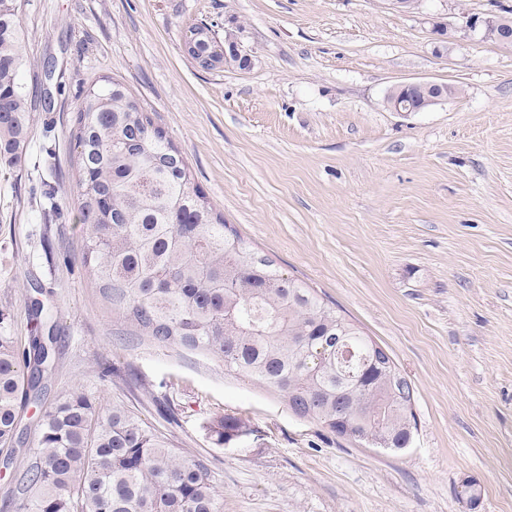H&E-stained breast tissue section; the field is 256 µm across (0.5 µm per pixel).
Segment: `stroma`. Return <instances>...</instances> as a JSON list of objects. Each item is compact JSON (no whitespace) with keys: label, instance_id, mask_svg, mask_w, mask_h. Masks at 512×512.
<instances>
[{"label":"stroma","instance_id":"stroma-1","mask_svg":"<svg viewBox=\"0 0 512 512\" xmlns=\"http://www.w3.org/2000/svg\"><path fill=\"white\" fill-rule=\"evenodd\" d=\"M503 8L512 0H419L409 13L390 0H21V84L41 101L20 162L0 161V312L24 340L41 300L58 336L43 403L21 412L27 440L79 384L204 460L223 512H512V46L466 26ZM198 22L236 34L253 66L198 68L181 47ZM108 77L156 112L251 251L389 352L415 390L408 448L338 438L273 389L112 314L73 220L80 97ZM404 81L462 93L390 111ZM108 366L120 371L109 381ZM225 414L253 429L241 449L208 430ZM468 479L481 487L472 507Z\"/></svg>","mask_w":512,"mask_h":512}]
</instances>
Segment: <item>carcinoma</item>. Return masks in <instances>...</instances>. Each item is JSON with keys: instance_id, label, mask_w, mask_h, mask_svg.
<instances>
[{"instance_id": "carcinoma-1", "label": "carcinoma", "mask_w": 512, "mask_h": 512, "mask_svg": "<svg viewBox=\"0 0 512 512\" xmlns=\"http://www.w3.org/2000/svg\"><path fill=\"white\" fill-rule=\"evenodd\" d=\"M18 0H0V158L15 163L34 103L19 82ZM75 223L81 260L112 313L161 346L208 355L277 391L300 418L401 451L417 430L414 388L376 360L375 342L302 281L248 250L195 187L157 120L115 79L89 87L76 117ZM21 347L0 313V446L24 443L20 411L47 391L49 342ZM217 442L253 434L212 421ZM16 512H223L208 465L176 455L129 410L104 411L80 386L46 410L16 473Z\"/></svg>"}]
</instances>
